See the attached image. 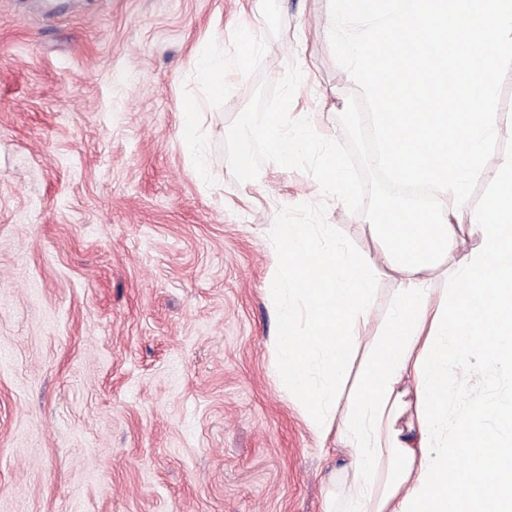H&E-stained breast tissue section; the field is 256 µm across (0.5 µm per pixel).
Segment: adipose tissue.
Returning a JSON list of instances; mask_svg holds the SVG:
<instances>
[{
    "instance_id": "ef3b65f1",
    "label": "adipose tissue",
    "mask_w": 512,
    "mask_h": 512,
    "mask_svg": "<svg viewBox=\"0 0 512 512\" xmlns=\"http://www.w3.org/2000/svg\"><path fill=\"white\" fill-rule=\"evenodd\" d=\"M266 45L260 35L240 39L233 55L199 61V77L213 98L224 95L227 68H247ZM493 187L467 214L478 245L459 249L460 228L441 203L399 205L369 224L374 253L323 250L307 224L281 221L269 233L286 260L271 275L279 298L288 284L306 296V335H297L295 308L282 310L276 329L277 368L284 386L307 406L319 437L347 448V492L325 512H512V404L481 403L467 417L448 419V374L475 357L512 369V155L494 163ZM452 259L451 286L434 299L431 271ZM399 275L384 330L366 337L363 377L335 417L350 338L368 320L377 274ZM498 428L488 425V418Z\"/></svg>"
}]
</instances>
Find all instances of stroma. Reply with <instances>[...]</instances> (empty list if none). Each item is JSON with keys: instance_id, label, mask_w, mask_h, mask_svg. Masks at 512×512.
I'll return each instance as SVG.
<instances>
[{"instance_id": "obj_1", "label": "stroma", "mask_w": 512, "mask_h": 512, "mask_svg": "<svg viewBox=\"0 0 512 512\" xmlns=\"http://www.w3.org/2000/svg\"><path fill=\"white\" fill-rule=\"evenodd\" d=\"M326 24V0H0V512H324L345 451L276 371L268 227L373 242L307 172L236 181L224 140L293 64L291 116L342 138L358 87ZM246 30L264 54L208 99L197 56ZM482 401L512 371L477 358L448 413Z\"/></svg>"}]
</instances>
